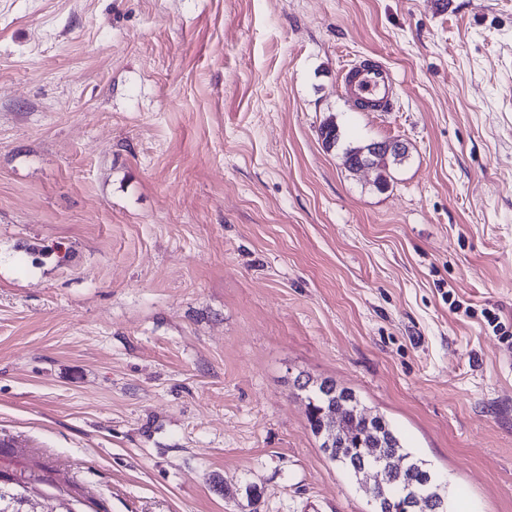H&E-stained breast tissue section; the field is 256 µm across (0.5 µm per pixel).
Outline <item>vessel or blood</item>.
<instances>
[{
    "label": "vessel or blood",
    "instance_id": "1",
    "mask_svg": "<svg viewBox=\"0 0 512 512\" xmlns=\"http://www.w3.org/2000/svg\"><path fill=\"white\" fill-rule=\"evenodd\" d=\"M342 87L352 106L357 109L367 112H388L393 108V78L382 66L356 63L344 68Z\"/></svg>",
    "mask_w": 512,
    "mask_h": 512
}]
</instances>
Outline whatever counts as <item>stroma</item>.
Listing matches in <instances>:
<instances>
[{
	"label": "stroma",
	"instance_id": "obj_1",
	"mask_svg": "<svg viewBox=\"0 0 512 512\" xmlns=\"http://www.w3.org/2000/svg\"><path fill=\"white\" fill-rule=\"evenodd\" d=\"M364 59L392 111L344 96ZM393 139L388 189L345 167ZM488 309L512 328V0H0L1 470L78 512H372L308 426L328 378L450 512H512Z\"/></svg>",
	"mask_w": 512,
	"mask_h": 512
}]
</instances>
